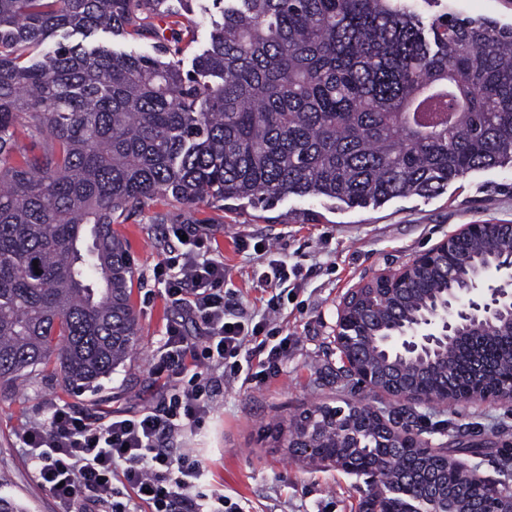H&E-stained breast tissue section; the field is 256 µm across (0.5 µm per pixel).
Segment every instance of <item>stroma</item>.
<instances>
[{
    "mask_svg": "<svg viewBox=\"0 0 512 512\" xmlns=\"http://www.w3.org/2000/svg\"><path fill=\"white\" fill-rule=\"evenodd\" d=\"M187 221L205 234L206 250L224 263L225 288L250 313L263 314L276 294L257 280L270 262L288 259L295 271L288 280L291 298L280 315L288 351L277 372L257 385L229 382L216 388L209 417L182 431L174 448L190 450L205 462L204 491L232 496L245 512H361L364 478L292 460L264 431L276 417L313 402L338 406L365 396L377 407L397 406L395 398L337 381L342 362L336 321L343 299L351 288L409 264L461 225L512 224V170L476 171L449 183L438 196L399 198L378 209L333 210L322 200L296 196L270 211L225 210L207 202L189 208L170 197L149 201L116 227L134 271L136 357L94 388L64 386L59 375L47 371L0 399V476L6 480L0 494L17 500L25 512H59V505L38 482L21 441L23 429L45 423L55 404L100 424L157 407L166 388L152 365L163 352L166 326L182 319L185 333L202 340L201 327L172 307L154 277L173 245L170 225ZM418 414L434 444L457 448L482 475L512 486V471L502 474L497 468L501 459L512 458V403L429 407Z\"/></svg>",
    "mask_w": 512,
    "mask_h": 512,
    "instance_id": "1",
    "label": "stroma"
}]
</instances>
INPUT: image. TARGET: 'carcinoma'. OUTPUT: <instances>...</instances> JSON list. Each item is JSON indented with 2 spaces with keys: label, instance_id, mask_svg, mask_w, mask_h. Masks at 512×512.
<instances>
[{
  "label": "carcinoma",
  "instance_id": "1",
  "mask_svg": "<svg viewBox=\"0 0 512 512\" xmlns=\"http://www.w3.org/2000/svg\"><path fill=\"white\" fill-rule=\"evenodd\" d=\"M209 47L184 70L158 22L180 25L169 0H0V395L53 367L91 386L137 349L133 277L112 225L157 196L191 207L244 202L266 210L290 195L339 210L434 196L472 171L512 168V25L463 17L440 0H213ZM98 30L155 41L152 54L73 44ZM61 39L45 47L48 36ZM29 139L30 148L19 147ZM485 236L454 245L386 298V318L415 317L491 259ZM482 343L451 344L443 369L401 364L409 385L458 403L473 364L512 367L499 320ZM377 409L359 400L314 405L275 430L352 427L349 458L380 480V512L420 492L411 467L442 473L423 448H381ZM447 512L489 498L448 475Z\"/></svg>",
  "mask_w": 512,
  "mask_h": 512
}]
</instances>
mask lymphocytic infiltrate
<instances>
[{"label":"lymphocytic infiltrate","mask_w":512,"mask_h":512,"mask_svg":"<svg viewBox=\"0 0 512 512\" xmlns=\"http://www.w3.org/2000/svg\"><path fill=\"white\" fill-rule=\"evenodd\" d=\"M173 234L181 248L165 257L158 275L170 303L195 315L205 343L190 341L178 323L167 325L155 372L167 375L173 387L159 408L97 426L55 405L46 424L23 431L39 483L52 491L61 512H130L123 501L128 491L151 512H242L231 497L202 490L203 465L196 456L162 450L157 443L208 417L211 391L202 376L219 371L261 382L277 371L288 341L276 339L270 327L278 305H269L257 322L225 291L224 264L205 257L195 227L179 224Z\"/></svg>","instance_id":"obj_1"}]
</instances>
